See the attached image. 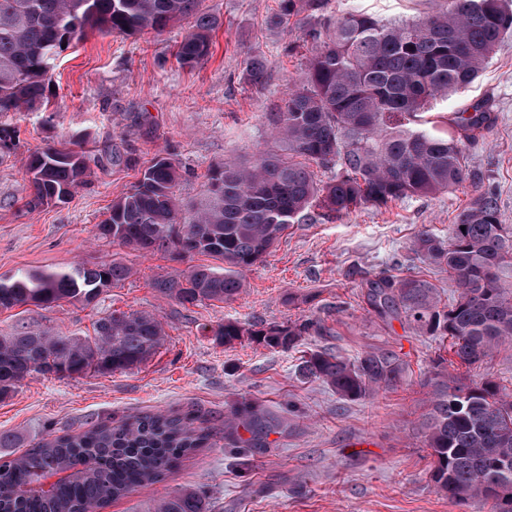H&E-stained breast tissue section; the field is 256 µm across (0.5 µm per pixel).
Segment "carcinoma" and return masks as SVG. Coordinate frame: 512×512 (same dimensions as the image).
I'll list each match as a JSON object with an SVG mask.
<instances>
[{"instance_id":"cac0c4a2","label":"carcinoma","mask_w":512,"mask_h":512,"mask_svg":"<svg viewBox=\"0 0 512 512\" xmlns=\"http://www.w3.org/2000/svg\"><path fill=\"white\" fill-rule=\"evenodd\" d=\"M202 0H0V112L40 103L52 81L62 45L89 34H157L187 18L192 30L178 46L177 62L193 66L210 55L214 16ZM330 0H278L265 21L274 30L297 18L311 55L285 111L268 113L279 154L210 170L204 196L181 207L173 188L178 167L158 157L96 225L97 237L145 253L183 259L207 255L221 267L196 266L162 279L155 288L183 306L230 301L245 273L271 252L312 207L348 214L411 196L447 193L469 184L471 198L448 236L422 227L412 253L448 273L457 296L441 304L437 288L417 276H381L367 298L379 313L404 318L413 330L445 344L464 365L512 344V226L501 223L498 197L470 169L466 143L492 127L486 103H474L437 122L425 113L434 101L472 84L512 36V0H444L418 19L381 20L364 11L326 17ZM245 79L264 81L266 66L247 58ZM334 168L319 184L310 165ZM28 210L64 203L85 182L86 155L62 146L30 153ZM129 269L116 263H78L54 271L21 272L0 280V310L48 308L61 301L93 303ZM317 329L311 319L260 329L227 321L213 330L231 345L245 336L270 348L293 349ZM151 313L113 312L93 336H61L21 323L0 335V398L26 378H72L125 372L150 360L164 342ZM440 357L421 426L436 492L457 504L512 512V394L492 380L467 384L448 374ZM306 372L339 398L359 400L406 374L399 358L379 351L350 361L316 351ZM245 428L247 448H260L270 425L258 407H235L224 433ZM205 422L188 416L145 414L130 423L102 424L53 436L13 457H0V512H86L103 509L159 480L178 460L209 445ZM149 512H209L206 497L178 491Z\"/></svg>"}]
</instances>
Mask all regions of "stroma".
I'll return each instance as SVG.
<instances>
[{"label":"stroma","instance_id":"35a3bbf8","mask_svg":"<svg viewBox=\"0 0 512 512\" xmlns=\"http://www.w3.org/2000/svg\"><path fill=\"white\" fill-rule=\"evenodd\" d=\"M440 6V0H331L336 14L357 9L385 19L415 18ZM276 8L277 0H202V11L218 25L209 57L193 67L180 66L175 57L191 29L188 19L159 35H90L61 55L47 102L0 114V126L19 131L16 147L0 152V278L76 263L114 261L133 270L89 306L63 301L47 309L0 311V334L27 322L89 336L99 318L115 311L154 313L166 331L164 344L139 368L20 382L0 400V436L6 439L0 456L9 447H35L54 432L193 411L209 421L210 447L104 512H146L179 490L205 493L211 512H478L438 495L429 479L431 458L419 427L437 371V342L399 317L378 314L366 297L368 281L380 275H421L442 300H451L455 285L447 273L420 263L410 247L425 226L447 235L470 187L332 218L312 208L310 220L288 228L246 275L242 293L224 303L185 307L155 287L158 279L210 264V257L175 260L95 235L113 201L155 158H171L180 167L174 194L185 204L203 197L211 166L280 151L267 115L284 111L309 49L298 45L297 28L284 34L266 28ZM250 55L267 62L264 84L244 78ZM478 100L489 102L495 121L470 145L468 163L496 189L501 220L512 225V41L474 83L432 109L449 115ZM60 144L86 153L90 181L66 202L28 211L24 159ZM304 319L320 329L288 351L247 338L224 346L210 334L227 320L268 325ZM325 349L351 360L380 350L403 360L407 372L393 386L344 401L302 370L305 354ZM448 370L466 382L491 379L512 392L510 347L470 367L449 357ZM243 403L259 406L271 424L263 447L244 455L224 434L225 414Z\"/></svg>","mask_w":512,"mask_h":512}]
</instances>
